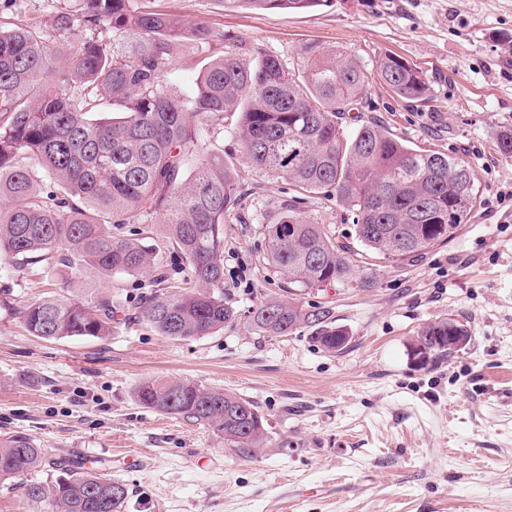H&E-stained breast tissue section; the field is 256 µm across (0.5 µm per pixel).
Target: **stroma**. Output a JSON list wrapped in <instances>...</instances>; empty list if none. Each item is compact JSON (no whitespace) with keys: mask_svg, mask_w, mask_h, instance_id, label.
I'll return each instance as SVG.
<instances>
[{"mask_svg":"<svg viewBox=\"0 0 512 512\" xmlns=\"http://www.w3.org/2000/svg\"><path fill=\"white\" fill-rule=\"evenodd\" d=\"M74 0H0V15L45 21ZM292 67L313 43L363 61L367 102L346 131L372 121L422 149L472 166L477 204L455 238L404 261L362 251L351 284L301 290L268 265L264 226L293 186L237 165L242 206L224 222V289L235 319L209 336L173 339L132 318L154 272L105 279L53 265L16 269L0 257V437L49 452L34 479L80 458L128 490L124 512H512V0H328L306 12L230 8L224 0H153ZM426 72L409 101L381 83L379 58ZM304 216L356 246L351 212L306 194ZM111 292L103 339L45 340L23 308L58 294ZM277 298L330 309L350 341L323 351L301 326L260 336L250 311ZM470 334L448 357L416 363L428 326ZM151 379L189 381L251 401L267 442L228 445L207 426L139 404ZM151 464L138 466L142 453Z\"/></svg>","mask_w":512,"mask_h":512,"instance_id":"35a3bbf8","label":"stroma"}]
</instances>
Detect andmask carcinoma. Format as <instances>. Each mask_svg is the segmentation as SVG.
Here are the masks:
<instances>
[{
  "instance_id": "obj_1",
  "label": "carcinoma",
  "mask_w": 512,
  "mask_h": 512,
  "mask_svg": "<svg viewBox=\"0 0 512 512\" xmlns=\"http://www.w3.org/2000/svg\"><path fill=\"white\" fill-rule=\"evenodd\" d=\"M255 10L301 11L329 0H227ZM215 32L149 6V0H78L52 20L0 21V255L18 269L91 267L109 278L161 269L164 257L117 224L161 223L192 288L141 297L137 318L174 339L207 336L234 317L224 291V220L241 192L234 163L215 147L224 114L256 171L352 212L364 248L406 260L452 240L477 203L476 177L461 158L424 150L366 122L348 135L343 119L366 103L365 64L338 49L309 46L287 69L258 47L229 42L208 55ZM188 55L200 67L196 90L162 80ZM404 99L427 97L425 74L395 54L377 66ZM291 197L265 225L267 261L297 288L348 284L352 248L302 216ZM112 298L53 295L22 311L43 339L104 338ZM258 334L316 330L314 343L336 352L331 311L273 299L251 310ZM138 402L208 426L229 445L258 448L264 426L241 420L250 401L192 382H145ZM46 449L29 437H0V481L41 468ZM47 512H122L127 489L98 471L64 465L63 477L22 486Z\"/></svg>"
}]
</instances>
